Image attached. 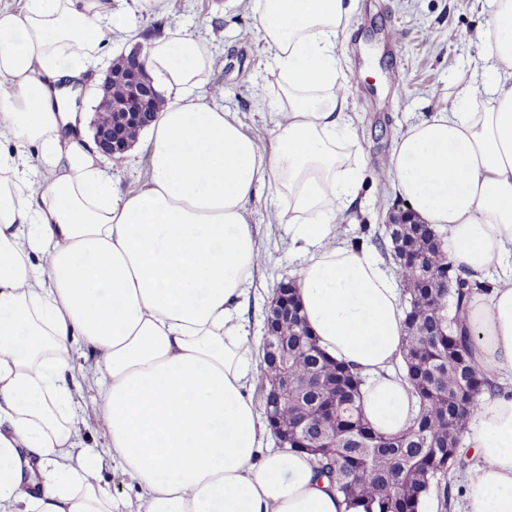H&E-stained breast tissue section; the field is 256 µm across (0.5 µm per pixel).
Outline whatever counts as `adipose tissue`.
Here are the masks:
<instances>
[{"label":"adipose tissue","mask_w":512,"mask_h":512,"mask_svg":"<svg viewBox=\"0 0 512 512\" xmlns=\"http://www.w3.org/2000/svg\"><path fill=\"white\" fill-rule=\"evenodd\" d=\"M280 93L269 143L197 95L210 68L192 34L143 55L164 99L145 188L120 194L59 80L93 67L112 0H24L0 9V512H124L83 444L87 415L136 482L137 512H345L306 454L262 449L251 397L258 349L242 319L261 261L249 203L286 201L310 331L365 380L379 431L406 428L395 276L340 239L363 187L341 37L356 0H253ZM482 88L460 77L448 105L409 125L387 179L443 232L472 278L496 271L466 325L488 375L512 370V0L481 35ZM90 352L81 396L72 349ZM467 441L479 455L465 512H512V390L484 393Z\"/></svg>","instance_id":"1"}]
</instances>
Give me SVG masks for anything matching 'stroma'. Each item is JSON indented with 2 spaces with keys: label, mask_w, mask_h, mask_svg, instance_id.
I'll return each mask as SVG.
<instances>
[{
  "label": "stroma",
  "mask_w": 512,
  "mask_h": 512,
  "mask_svg": "<svg viewBox=\"0 0 512 512\" xmlns=\"http://www.w3.org/2000/svg\"><path fill=\"white\" fill-rule=\"evenodd\" d=\"M176 8L147 15L137 0H112V10L130 19L135 37L113 30L95 69L80 76L86 92L85 111L95 104L94 89L113 57L154 38L181 30L205 42L212 54L208 85L220 84L224 95L218 107L235 113L246 133L268 141L273 129L270 102L279 88L265 70V46L257 34L251 0H176ZM492 10L491 0H358L353 33L345 42L343 68L350 76L357 142L366 166L364 187L345 223L347 240H359L372 255L369 229L385 224L402 199L391 184L375 176L385 163L397 137L418 118L444 107L449 85L460 73L487 66L480 40ZM147 143L133 147L125 165L113 169L112 180L120 193L143 189L147 177ZM257 239L265 261L253 275L243 318L254 340H261L265 310L275 285L293 276L294 262L288 226L267 190L249 204ZM101 419L88 416L83 439L106 461L102 478L113 495L135 501L137 488L107 446Z\"/></svg>",
  "instance_id": "obj_1"
}]
</instances>
